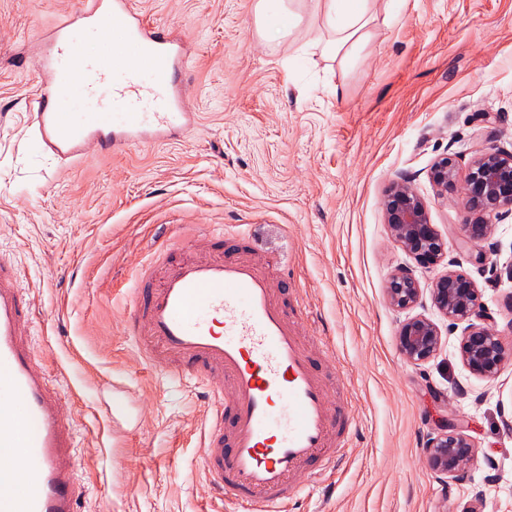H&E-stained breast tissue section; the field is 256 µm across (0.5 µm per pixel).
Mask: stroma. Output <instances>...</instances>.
<instances>
[{
	"label": "stroma",
	"instance_id": "35a3bbf8",
	"mask_svg": "<svg viewBox=\"0 0 512 512\" xmlns=\"http://www.w3.org/2000/svg\"><path fill=\"white\" fill-rule=\"evenodd\" d=\"M78 2L0 0V251L35 305L36 363L62 373L79 512H235L200 465L205 388L158 380L128 334V280L162 227L181 224L245 231L274 285L312 313L305 335L333 345L348 455L334 483L307 484L299 512H512V360L491 382L468 371L460 328L431 304L445 265L417 270L420 305L388 304V277L409 258L382 212L389 181L410 178L512 351V218L493 220L476 264L460 248L457 193L438 198L428 178L449 152L464 176L477 151H512V0H405L346 75L313 44L326 34L313 0L299 35L274 42L254 30L256 0H139L188 43L177 82L197 123L116 154L89 140L65 169L32 126L35 39ZM418 314L442 342L412 364L398 333ZM442 419L477 448L463 477L427 463Z\"/></svg>",
	"mask_w": 512,
	"mask_h": 512
}]
</instances>
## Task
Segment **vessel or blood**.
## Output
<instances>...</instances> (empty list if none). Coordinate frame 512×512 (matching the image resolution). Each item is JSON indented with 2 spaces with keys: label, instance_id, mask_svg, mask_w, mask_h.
<instances>
[{
  "label": "vessel or blood",
  "instance_id": "obj_1",
  "mask_svg": "<svg viewBox=\"0 0 512 512\" xmlns=\"http://www.w3.org/2000/svg\"><path fill=\"white\" fill-rule=\"evenodd\" d=\"M106 29L119 38L87 54L80 31ZM39 41L45 82L32 121L55 157L76 158L89 139L115 153L164 143L193 126L175 82L185 48L137 0H82L69 22ZM136 58L150 59L152 80L132 67ZM75 95L96 107L75 116L66 108ZM176 239L175 231L162 233L152 263L133 276L132 334L161 378L206 387L211 418L201 465L215 493L245 512H288L304 475L335 468L348 423L246 234H201L209 256L172 263ZM33 317L13 255L0 252V447L19 459L0 512H77L75 434L56 384L31 355Z\"/></svg>",
  "mask_w": 512,
  "mask_h": 512
}]
</instances>
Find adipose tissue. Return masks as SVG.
I'll return each instance as SVG.
<instances>
[{
  "instance_id": "ef3b65f1",
  "label": "adipose tissue",
  "mask_w": 512,
  "mask_h": 512,
  "mask_svg": "<svg viewBox=\"0 0 512 512\" xmlns=\"http://www.w3.org/2000/svg\"><path fill=\"white\" fill-rule=\"evenodd\" d=\"M323 25L331 34L324 46L342 68L357 64L369 52L378 25H390L403 0H317ZM256 18L262 37L276 41L296 34L302 16L285 0H258Z\"/></svg>"
}]
</instances>
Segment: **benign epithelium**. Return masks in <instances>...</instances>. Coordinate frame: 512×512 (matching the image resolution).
Masks as SVG:
<instances>
[{"mask_svg":"<svg viewBox=\"0 0 512 512\" xmlns=\"http://www.w3.org/2000/svg\"><path fill=\"white\" fill-rule=\"evenodd\" d=\"M458 166V156L446 154L432 165L429 179L440 195L457 190L466 211L476 215L463 224L462 248L481 263L487 259L483 243L491 229L482 216L495 215L501 219L512 216V151L499 148L481 151L460 183L457 182ZM383 211L392 241L412 259V263L399 266L391 273L386 286L387 300L399 308L418 305L420 286L416 269L446 263L449 270L432 285V304L452 323L465 324L461 352L470 372L494 378L512 354L505 350L492 327L491 317L481 302L480 289L467 275L453 269L458 260L449 254L447 243L431 224L428 204L409 178L402 177L388 185ZM441 341L437 325L418 315L403 324L398 348L407 362L419 364L437 351ZM475 451L476 446L468 434L448 427L445 422L440 424V432L426 442L432 469L446 476H461Z\"/></svg>","mask_w":512,"mask_h":512,"instance_id":"7a95c632","label":"benign epithelium"}]
</instances>
